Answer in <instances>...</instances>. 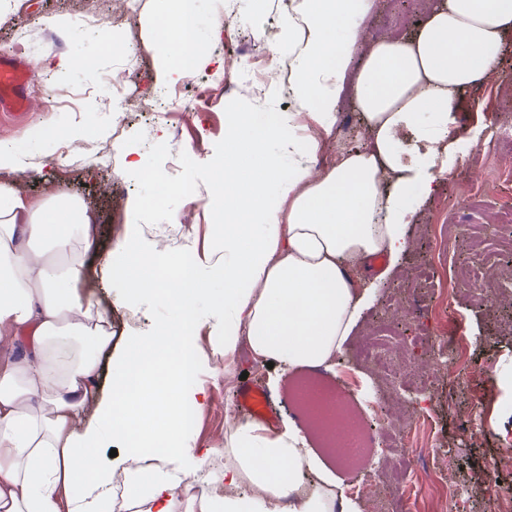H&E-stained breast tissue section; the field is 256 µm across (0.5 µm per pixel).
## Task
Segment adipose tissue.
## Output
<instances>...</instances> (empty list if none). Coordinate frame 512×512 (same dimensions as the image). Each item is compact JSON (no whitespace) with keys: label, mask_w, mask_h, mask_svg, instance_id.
Returning <instances> with one entry per match:
<instances>
[{"label":"adipose tissue","mask_w":512,"mask_h":512,"mask_svg":"<svg viewBox=\"0 0 512 512\" xmlns=\"http://www.w3.org/2000/svg\"><path fill=\"white\" fill-rule=\"evenodd\" d=\"M301 37L291 61V112L232 113L224 143V249L169 254L165 264L129 246L110 264L131 296L162 299L172 322L134 337L112 373L96 424L80 427L97 395L98 358L112 343L106 312L78 289L95 245L76 205L38 207L0 184V512H113L112 477L155 455L134 512H360L342 487L304 485L318 458L295 422L271 430L240 423L224 438V492L188 478L185 388L206 360L195 342L194 302L214 297L211 336L225 365L241 343L282 372L331 363L373 301L356 272L369 257L387 269L410 248L418 202L447 171L442 153L466 88L496 73L512 33V0H429L414 34L365 44L375 0H292ZM196 0H163L156 37L189 71L207 56L195 37ZM365 143L336 146L322 179L310 166L336 126L345 95ZM278 141L288 152L266 150ZM208 276H201V269ZM127 453L103 460L106 439Z\"/></svg>","instance_id":"adipose-tissue-1"}]
</instances>
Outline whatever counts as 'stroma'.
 <instances>
[{"mask_svg":"<svg viewBox=\"0 0 512 512\" xmlns=\"http://www.w3.org/2000/svg\"><path fill=\"white\" fill-rule=\"evenodd\" d=\"M286 0H197L196 36L212 56L202 74L211 79L213 94L207 111L168 112L160 96L177 88L189 92L193 72L174 75V57L156 41V0H128V12L116 17L114 0H30L26 13H18L14 0H0V54L13 58L27 75L28 105L23 115L0 122V144L23 147L24 166L0 169V183L37 205L67 199L87 211L97 228V253L79 285L82 295L105 310L115 331L112 349L99 357L98 398L111 392V375L132 333L147 335L152 325L171 321V311L150 297L129 298L123 280L107 264L123 237L126 224L137 223V247L156 259L186 247L197 251L221 248L224 235V140L229 132L226 115L287 109L288 98L279 90L277 76H270L264 95L253 92L246 67H227L226 41L258 48L257 31H264L269 45L288 54L280 42ZM426 0H379L368 28L388 24L411 33L424 17ZM111 22L112 36L121 51L105 53L100 22ZM499 71L486 83L469 88L459 97L454 124L459 140L451 148V173L436 176V189L420 201L408 226L411 247L394 274L381 282L376 301L366 311L346 350L332 368H318V375L336 384L360 380L364 368L354 352L382 324L381 312L389 287L407 281L420 268L433 272L440 287L420 285L413 290L416 309L412 318H397L393 328L413 336L419 323L433 324L449 316L463 333L452 337L457 365L438 371L432 404L414 424L411 443L421 451V466L439 478L434 448L456 451L457 487L467 499V512H488L492 490L486 463L502 450L512 449V333L503 325L512 319V281H504L495 298H486L483 270L476 257L497 260L505 249L501 238L482 223L477 210H497L512 200V184L486 180V157L479 145L488 131L485 117L494 112L512 113V35L503 39ZM76 59V66L50 69L46 63L59 57ZM48 138H39V131ZM107 159H100V152ZM191 154L196 163L175 170L173 162ZM189 185V197L164 196L156 184ZM479 186L477 210L448 208L449 199L467 185ZM457 291L446 294L444 287ZM197 312L202 321L198 344L210 357L196 378L208 395L206 407L187 437L193 448L210 449L198 457L197 472L215 473L224 467L219 449L229 425L239 422L236 394L242 373L259 379L277 420L296 417L297 411L284 386L274 385L279 371L255 360L249 345H241L232 370L211 351L210 328L214 306L201 297ZM480 411L484 426L471 434L466 419Z\"/></svg>","mask_w":512,"mask_h":512,"instance_id":"stroma-1","label":"stroma"}]
</instances>
